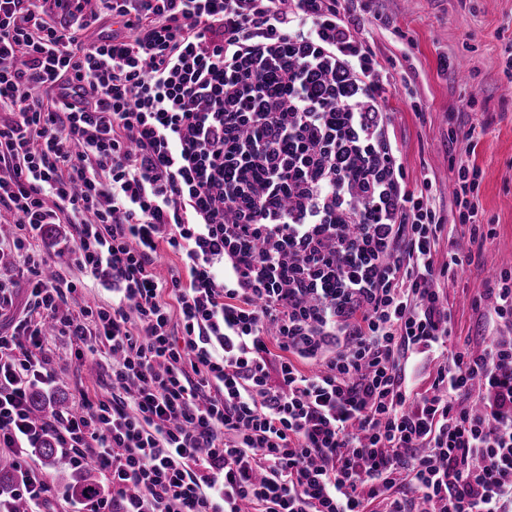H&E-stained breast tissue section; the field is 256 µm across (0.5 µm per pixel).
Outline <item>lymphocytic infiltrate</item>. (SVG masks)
<instances>
[{"label": "lymphocytic infiltrate", "instance_id": "obj_1", "mask_svg": "<svg viewBox=\"0 0 512 512\" xmlns=\"http://www.w3.org/2000/svg\"><path fill=\"white\" fill-rule=\"evenodd\" d=\"M365 23L360 0H0V246L29 283L0 447L94 462L88 512H512V336L454 338ZM482 178L453 183L474 241ZM48 224L82 279L46 274ZM479 296L512 322L511 270ZM50 336L108 361L112 397L37 425ZM68 224H51L34 241L35 250L50 263L67 256V247L72 244Z\"/></svg>", "mask_w": 512, "mask_h": 512}]
</instances>
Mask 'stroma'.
Segmentation results:
<instances>
[{"label":"stroma","mask_w":512,"mask_h":512,"mask_svg":"<svg viewBox=\"0 0 512 512\" xmlns=\"http://www.w3.org/2000/svg\"><path fill=\"white\" fill-rule=\"evenodd\" d=\"M366 37L391 80L389 108L398 137L408 187L422 178L433 182L442 218L436 267H448V242L457 240L473 259L442 277L458 337L478 340L472 300L483 283L512 269V76L505 75L501 53L512 42V0H365ZM453 56L456 68L445 73L439 58ZM484 124L473 161L483 171L478 192L482 223L496 235L482 246L469 241L450 196L459 154L448 148V118ZM55 383L43 389L47 400L77 401L80 393L109 394L110 367L103 358H71L72 338L48 342Z\"/></svg>","instance_id":"1"}]
</instances>
